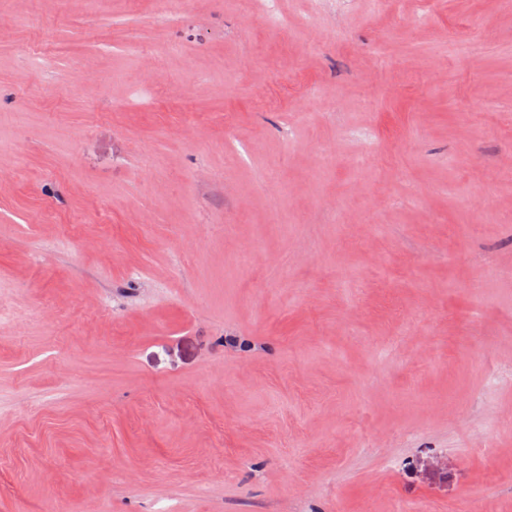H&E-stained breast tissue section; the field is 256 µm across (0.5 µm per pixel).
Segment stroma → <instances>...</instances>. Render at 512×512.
Returning a JSON list of instances; mask_svg holds the SVG:
<instances>
[{
	"mask_svg": "<svg viewBox=\"0 0 512 512\" xmlns=\"http://www.w3.org/2000/svg\"><path fill=\"white\" fill-rule=\"evenodd\" d=\"M0 0V512H512V0Z\"/></svg>",
	"mask_w": 512,
	"mask_h": 512,
	"instance_id": "1",
	"label": "stroma"
}]
</instances>
